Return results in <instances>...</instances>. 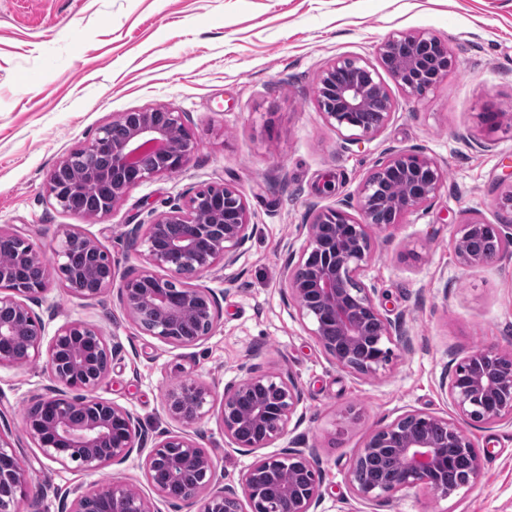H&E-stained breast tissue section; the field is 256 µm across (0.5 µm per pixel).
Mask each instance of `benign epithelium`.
Instances as JSON below:
<instances>
[{
	"instance_id": "7a95c632",
	"label": "benign epithelium",
	"mask_w": 512,
	"mask_h": 512,
	"mask_svg": "<svg viewBox=\"0 0 512 512\" xmlns=\"http://www.w3.org/2000/svg\"><path fill=\"white\" fill-rule=\"evenodd\" d=\"M453 66L448 45L434 34H392L378 47L375 64L361 56L340 55L323 66L316 81L317 105L326 123L344 133L347 142L358 144L376 136L395 112L380 71L391 75L406 96L414 97L438 84ZM116 123L127 134L112 141ZM196 146L180 112L166 106L124 112L56 164L49 194L71 212V193L97 195L106 187L112 196L99 198L92 216L107 217L131 189L181 171ZM147 150L158 157V166L152 169L133 162L137 153ZM75 154L83 159V167L72 175ZM382 179L402 185V191L382 188ZM444 186V170L434 158L396 150L362 181L353 199L334 207L311 205L305 242L297 261L287 262L283 278L299 317L310 321L311 335L337 367L374 375L392 362L394 347L402 340L400 324L376 305L375 289L362 281L375 249L373 230L399 223L433 201ZM383 209L390 216L385 225L379 221ZM511 227L479 219L456 225L452 244L457 263L463 268L489 267L511 256ZM250 228V208L242 192L225 182L208 184L152 222L132 225L128 235L144 246V266L134 276H120L106 251L72 225L59 229L57 262L52 267L47 266L42 248L0 226V242L18 244L12 262L0 264V311L12 315L9 321L0 319V368L44 360L54 385L32 397L24 425L46 458L61 464L76 462L97 473L143 451L139 418L96 395L117 347L96 327L78 320L62 324L44 342L45 323L34 306L50 277H57L72 295L83 299L115 289L120 306L135 323L150 312L151 335L176 347L191 346L209 337L219 319L217 295L199 281L219 267L237 263ZM487 229L499 238L496 250L465 247L467 240ZM29 264L40 266L42 277L22 287L18 275ZM159 269L167 276L158 275ZM189 314L199 321V329L184 336L181 326ZM239 372V379L224 387L221 420L224 437L238 451L248 453L287 434L301 391L289 374L260 373L248 362L240 364ZM444 390L458 419L408 412L370 434L351 468L383 455L395 456L399 468L384 482L352 485L360 499L380 501L417 485L435 498L446 499L456 487L445 474L460 466L467 471L466 483L479 479L483 458L466 426L512 421V351L484 347L469 352L455 364ZM211 397L210 386L182 380L166 392V412L189 427L210 413ZM244 401L251 403L247 414L239 409ZM283 467L292 478L271 487L270 478ZM144 468L152 487L183 503L187 512H259L267 498L272 499L269 512H313L322 499L312 448H285L278 455L256 459L242 474L239 492L228 487L211 490L213 460L182 432H167L155 442L145 454ZM31 494L32 484L10 433L0 431V512H13L11 507ZM66 512L151 510L137 487L112 479L78 493Z\"/></svg>"
}]
</instances>
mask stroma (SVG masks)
I'll return each mask as SVG.
<instances>
[{
    "label": "stroma",
    "mask_w": 512,
    "mask_h": 512,
    "mask_svg": "<svg viewBox=\"0 0 512 512\" xmlns=\"http://www.w3.org/2000/svg\"><path fill=\"white\" fill-rule=\"evenodd\" d=\"M418 30L447 43L453 70L411 98L385 77L396 106L390 122L372 139L344 144L317 106L320 69L343 54L375 59L390 33ZM159 105L184 113L197 139L185 168L135 187L102 220L55 204L48 179L61 158L113 117ZM488 110L512 113V0H0V225L46 250L60 226H77L119 274L134 275L142 248L127 225L149 223L191 189L236 186L253 229L238 262L202 280L218 297L211 336L169 345L132 322L115 293L80 299L55 280L38 308L46 336L80 320L119 346L97 396L134 412L146 444L186 431L210 454L217 486L238 485L254 460L231 447L220 417L224 387L248 360L298 384L288 433L264 453L315 449L317 512H512L506 420L470 428L484 470L449 498L413 487L369 502L348 475L370 433L398 416L454 417L443 388L451 364L482 347L512 349V257L465 269L449 245L469 218L512 225V210L498 205L512 182V131L484 125ZM394 150L434 158L446 184L431 205L375 234L363 280L403 338L386 369L363 376L331 364L287 304L283 270L304 243L310 205L352 196ZM184 379L213 391L210 414L187 428L164 407L166 391ZM49 384L40 361L0 368V426L45 490L19 502V512H62L76 489L112 478L136 484L152 512H183L153 489L139 455L95 474L47 459L22 414Z\"/></svg>",
    "instance_id": "1"
}]
</instances>
